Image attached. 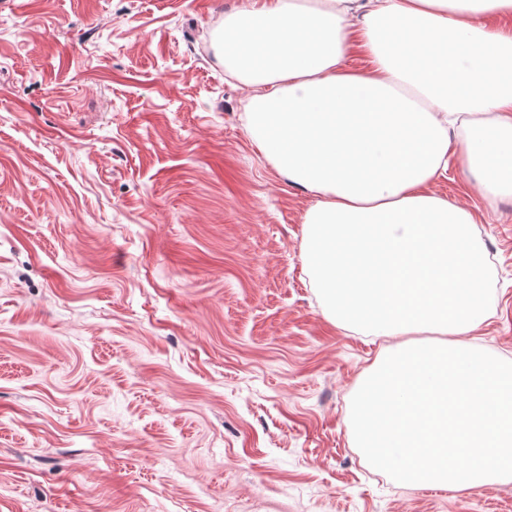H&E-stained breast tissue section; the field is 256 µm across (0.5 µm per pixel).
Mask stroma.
I'll use <instances>...</instances> for the list:
<instances>
[{"label": "stroma", "instance_id": "35a3bbf8", "mask_svg": "<svg viewBox=\"0 0 512 512\" xmlns=\"http://www.w3.org/2000/svg\"><path fill=\"white\" fill-rule=\"evenodd\" d=\"M242 0H0V512H512V481L369 480L357 399L399 336L330 320L315 194L245 122ZM512 362V197L456 157Z\"/></svg>", "mask_w": 512, "mask_h": 512}]
</instances>
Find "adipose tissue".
Wrapping results in <instances>:
<instances>
[{
  "instance_id": "ef3b65f1",
  "label": "adipose tissue",
  "mask_w": 512,
  "mask_h": 512,
  "mask_svg": "<svg viewBox=\"0 0 512 512\" xmlns=\"http://www.w3.org/2000/svg\"><path fill=\"white\" fill-rule=\"evenodd\" d=\"M221 30L253 140L318 197L306 243L332 321L443 337L387 359L402 414L357 423L359 446L407 483L512 478V364L465 340L488 317L474 216L428 190L453 154L512 195V0H245Z\"/></svg>"
}]
</instances>
